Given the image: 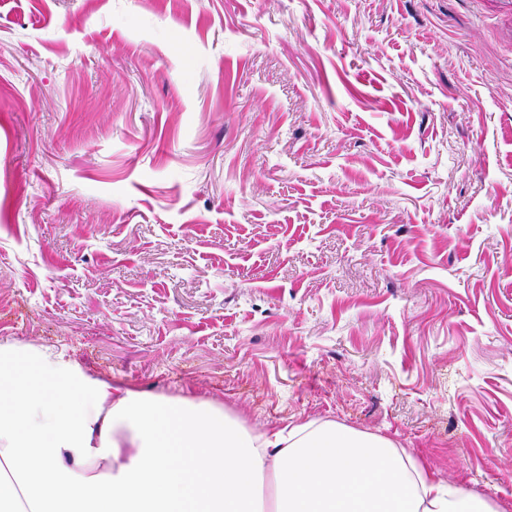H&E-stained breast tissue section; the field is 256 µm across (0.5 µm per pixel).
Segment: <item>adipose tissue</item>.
<instances>
[{
    "mask_svg": "<svg viewBox=\"0 0 512 512\" xmlns=\"http://www.w3.org/2000/svg\"><path fill=\"white\" fill-rule=\"evenodd\" d=\"M496 512L336 421L249 431L64 351L0 342V512Z\"/></svg>",
    "mask_w": 512,
    "mask_h": 512,
    "instance_id": "1",
    "label": "adipose tissue"
}]
</instances>
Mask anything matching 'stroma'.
Masks as SVG:
<instances>
[{"label": "stroma", "mask_w": 512, "mask_h": 512, "mask_svg": "<svg viewBox=\"0 0 512 512\" xmlns=\"http://www.w3.org/2000/svg\"><path fill=\"white\" fill-rule=\"evenodd\" d=\"M0 340L512 512V0H0Z\"/></svg>", "instance_id": "35a3bbf8"}]
</instances>
